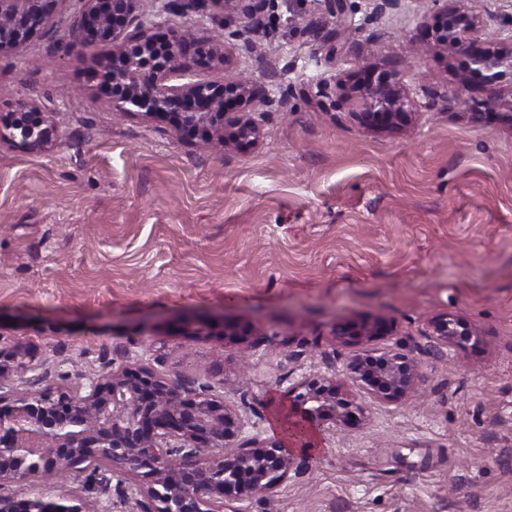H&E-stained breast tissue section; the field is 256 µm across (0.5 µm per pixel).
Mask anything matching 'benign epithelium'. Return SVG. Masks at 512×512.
Wrapping results in <instances>:
<instances>
[{"mask_svg": "<svg viewBox=\"0 0 512 512\" xmlns=\"http://www.w3.org/2000/svg\"><path fill=\"white\" fill-rule=\"evenodd\" d=\"M61 0H0V55L19 51L50 28L53 5ZM143 0H85L74 44L120 41L103 83L113 108L172 126L189 139L213 140L238 149L258 144L262 127L246 106L260 99L271 105L269 90L247 78L218 83L195 77L184 59L199 67L228 63L225 45L199 40L177 27L154 37L161 23L148 18ZM237 0H152L154 16L214 5L221 11ZM437 6L431 38L463 58L461 82L493 89L503 58L478 35L479 17L448 0ZM340 100H359L353 113L369 130L407 126L418 103L395 70L370 65L338 80ZM54 103L22 102L0 118V143L21 150L54 148L58 127ZM390 328L374 320L355 329L336 328L335 336H385ZM476 332L462 320L442 314L427 336L462 347ZM41 369L37 352L25 344L0 347V512H111L108 498L133 500L141 512H248L252 500H270L303 463L279 439L262 436L255 422L224 401L211 384L188 385L180 376L158 371L149 358H135L109 371L38 390H23L15 378ZM418 364L409 353L391 349L380 355L356 353L348 377L378 398L407 396ZM343 380L304 376L288 390V419L296 437L328 426L352 427L364 419ZM91 473V502L66 493L31 495L27 483L59 472Z\"/></svg>", "mask_w": 512, "mask_h": 512, "instance_id": "obj_1", "label": "benign epithelium"}]
</instances>
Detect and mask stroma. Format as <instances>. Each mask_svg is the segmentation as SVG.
Instances as JSON below:
<instances>
[{
  "mask_svg": "<svg viewBox=\"0 0 512 512\" xmlns=\"http://www.w3.org/2000/svg\"><path fill=\"white\" fill-rule=\"evenodd\" d=\"M252 0L166 25L225 39L230 62L199 78L269 85L263 139L212 147L113 112L100 77L115 44L68 49L78 0L22 52L0 55V113L53 99L52 151L0 145V344L47 358L39 389L144 354L268 430L302 374L346 376L358 349L403 346L420 365L399 402L347 388L362 424L251 512H512V77L487 92L461 57L426 41L430 0L375 15L345 0H265L252 47L234 39ZM401 71L430 105L403 130L370 131L339 101L359 65ZM494 95L492 113L474 103ZM453 314L466 347L429 340ZM388 321L390 335L341 345L335 327ZM238 334H223L224 324Z\"/></svg>",
  "mask_w": 512,
  "mask_h": 512,
  "instance_id": "1",
  "label": "stroma"
}]
</instances>
